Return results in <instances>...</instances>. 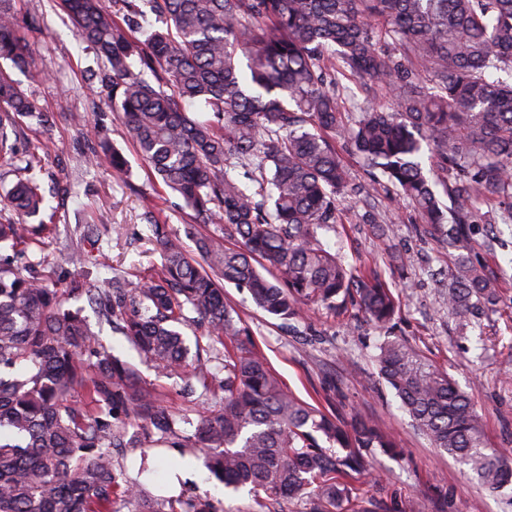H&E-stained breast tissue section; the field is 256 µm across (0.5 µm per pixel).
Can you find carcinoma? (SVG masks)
<instances>
[{"instance_id": "obj_1", "label": "carcinoma", "mask_w": 512, "mask_h": 512, "mask_svg": "<svg viewBox=\"0 0 512 512\" xmlns=\"http://www.w3.org/2000/svg\"><path fill=\"white\" fill-rule=\"evenodd\" d=\"M0 0V166L16 165L18 117L39 118L12 77L33 58L15 11ZM59 0L76 35L105 61L103 86L127 139L154 176L220 233L194 239L198 258L166 224L151 225L160 266L136 280L78 274L61 287L27 276L18 260L55 240L36 157L0 190L17 216L0 222V512H224L207 495L162 494L114 458L117 448L205 454L226 488L250 487L257 512L297 500L309 512H372L348 479L370 469L366 448L393 451L392 436L361 417L346 421L285 391L224 303L228 282L291 326L336 311L353 295L380 326L396 302L377 276L358 277L323 238L345 222L351 177L346 141L457 251L448 310L469 327L498 310V279L472 256L471 225L512 224V0ZM153 14L164 27H134ZM360 83L386 102L346 120ZM434 155L456 205L437 198ZM93 167L125 176L124 153L93 131ZM248 168L253 186L231 172ZM366 224L386 232L373 191ZM490 205V212L480 205ZM86 301L98 315L94 328ZM138 362L112 352L103 325ZM193 332L189 342L184 329ZM382 379L434 447L485 488L512 485V465L487 446L470 397L409 344L388 340ZM201 388L194 416L176 413L142 382L139 367Z\"/></svg>"}]
</instances>
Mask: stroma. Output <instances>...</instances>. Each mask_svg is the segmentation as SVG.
<instances>
[{"mask_svg":"<svg viewBox=\"0 0 512 512\" xmlns=\"http://www.w3.org/2000/svg\"><path fill=\"white\" fill-rule=\"evenodd\" d=\"M16 8L35 64L34 72L18 79L45 115L41 124L21 118L19 157H40L47 209L57 226L55 243L29 253L28 273L52 279L71 273L66 246L84 224L100 229L99 275L159 262L149 219L180 233L191 221L189 211L178 207L125 139L101 90L104 63L74 36L56 0H18ZM76 113L86 116L87 126H102L104 137L122 149L131 164L127 179L87 163V126L73 123ZM377 193L390 227L388 239L378 238L372 225L355 221L337 225L324 243L354 274L376 272L391 289L397 308L389 324H374L348 299L336 312L286 329L234 286H226L224 299L249 326L253 342L289 393L329 414L359 413L394 436L399 454L369 449L372 477L350 480L357 494L376 502V512H512V490L478 486L463 466L434 448L376 363L383 340L410 344L469 394L488 446L512 455V239L486 258L492 269L509 274L502 309L474 328L460 329L444 301L453 250L425 232L394 190L381 184ZM116 224L123 225V238L113 236Z\"/></svg>","mask_w":512,"mask_h":512,"instance_id":"35a3bbf8","label":"stroma"}]
</instances>
